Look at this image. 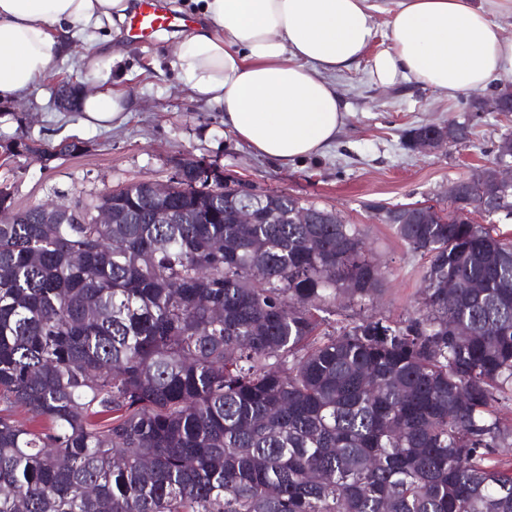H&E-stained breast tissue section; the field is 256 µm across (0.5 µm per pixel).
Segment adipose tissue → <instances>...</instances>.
Returning <instances> with one entry per match:
<instances>
[{
    "instance_id": "obj_1",
    "label": "adipose tissue",
    "mask_w": 512,
    "mask_h": 512,
    "mask_svg": "<svg viewBox=\"0 0 512 512\" xmlns=\"http://www.w3.org/2000/svg\"><path fill=\"white\" fill-rule=\"evenodd\" d=\"M128 0H0V102L22 99L58 59L99 73L112 56L77 54L78 31L124 21ZM371 0H202V23L174 45L194 95L224 105V124L281 164L317 154L347 112L334 74L368 60L388 87L407 79L455 96L512 74V39L495 22L512 0H395L391 46L375 54ZM134 105L112 88L81 95L83 124L107 127Z\"/></svg>"
}]
</instances>
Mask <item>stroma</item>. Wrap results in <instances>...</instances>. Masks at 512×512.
<instances>
[{"label": "stroma", "instance_id": "1", "mask_svg": "<svg viewBox=\"0 0 512 512\" xmlns=\"http://www.w3.org/2000/svg\"><path fill=\"white\" fill-rule=\"evenodd\" d=\"M112 62L91 76L77 58L58 60L53 74L34 85L15 105L0 104V139L22 136L56 145L70 138L87 142L80 155L50 163L36 157L0 166V186L18 207L46 202L86 203L106 189L133 182L168 183L183 160H205L257 192H286L345 216L359 225L382 271V286L368 309L400 314L423 288L420 256L410 252L389 225L372 217L371 204L447 200L450 182L489 164L502 134L512 133V115L472 112L478 91L455 97L402 81L384 88L365 64L338 74L336 86L347 106L345 122L321 153L281 165L256 154L224 125L221 103L196 99L175 68L163 34L146 42L126 32L112 35ZM77 82L89 90L133 87L138 101L117 126H84L78 113L59 111L56 89ZM469 121L466 142L429 154L405 145L407 130L448 120Z\"/></svg>", "mask_w": 512, "mask_h": 512}]
</instances>
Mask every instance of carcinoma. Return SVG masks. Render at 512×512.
Segmentation results:
<instances>
[{
    "mask_svg": "<svg viewBox=\"0 0 512 512\" xmlns=\"http://www.w3.org/2000/svg\"><path fill=\"white\" fill-rule=\"evenodd\" d=\"M203 166L81 224L0 188V512H512V240L491 226L512 187L488 227L460 197L392 225L425 259L416 307L330 331L381 284L361 229L283 192L236 224L246 195ZM105 205L119 223H93Z\"/></svg>",
    "mask_w": 512,
    "mask_h": 512,
    "instance_id": "obj_1",
    "label": "carcinoma"
}]
</instances>
